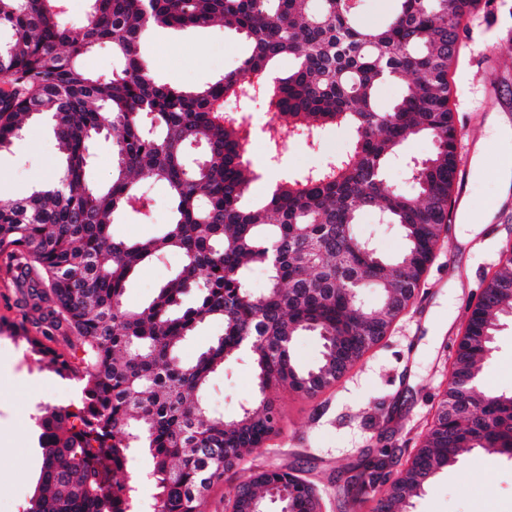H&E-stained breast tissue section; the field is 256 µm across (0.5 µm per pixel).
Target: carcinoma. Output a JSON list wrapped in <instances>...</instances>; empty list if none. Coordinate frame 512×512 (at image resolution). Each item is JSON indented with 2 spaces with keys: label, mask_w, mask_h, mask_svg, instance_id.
<instances>
[{
  "label": "carcinoma",
  "mask_w": 512,
  "mask_h": 512,
  "mask_svg": "<svg viewBox=\"0 0 512 512\" xmlns=\"http://www.w3.org/2000/svg\"><path fill=\"white\" fill-rule=\"evenodd\" d=\"M88 0L82 27L63 21L62 0H0V151L19 136L25 117L48 119L65 156L58 179L15 202L0 203V252L7 254L28 308L26 321L64 335L82 357L72 363L20 324L27 351L71 382L78 398L39 417L42 465L24 512H134L126 481L132 448H146L163 512H202L205 492L277 433L272 391L314 395L338 381L388 333L420 287L443 226L450 221L459 131L449 108L448 67L458 52L461 21L478 0H398L380 26L358 20L357 0ZM216 21L251 44L241 66L190 91L156 79L140 51L155 26L206 27ZM109 43L112 75L90 73L81 58ZM294 68L269 88L274 114L285 119L279 141L317 137L329 125L354 131L351 151L297 177H285L259 207L244 198L253 180L240 124L224 103L250 101L275 59ZM406 82L390 110L378 86ZM113 139L112 182L86 181L90 145ZM435 143L413 164V194L383 181L387 159L409 139ZM204 151L189 162V148ZM165 183L175 218L158 236L130 243L111 232L121 209L148 206L135 181ZM363 211L396 225L405 242L394 259L380 256L354 226ZM169 252L183 262L153 300L124 303L129 277ZM262 265L269 287L255 294L244 273ZM512 258L501 263L485 297L468 316L453 370L479 380L502 318L512 316ZM372 288L379 302L360 301ZM196 303L186 309L182 297ZM211 320L223 333L191 363L180 345ZM322 339L318 364L303 369L293 338ZM247 353L253 394L237 417L207 410L211 375ZM447 388L422 445L391 476L392 454L367 453L349 469L345 490L363 495L389 484L378 512L415 496L462 448L512 458V394L483 392L471 413L448 419ZM275 488L288 512H315L314 485L280 470L253 472L230 486L244 512Z\"/></svg>",
  "instance_id": "obj_1"
}]
</instances>
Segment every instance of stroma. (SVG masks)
<instances>
[{"instance_id":"35a3bbf8","label":"stroma","mask_w":512,"mask_h":512,"mask_svg":"<svg viewBox=\"0 0 512 512\" xmlns=\"http://www.w3.org/2000/svg\"><path fill=\"white\" fill-rule=\"evenodd\" d=\"M463 26L462 44L448 71L449 106L463 144L469 151L480 148L485 154L486 174L469 178L461 202L477 215L494 199L490 174L501 156L499 145L489 141L486 133L489 118L502 106L483 92V55H495L503 89L512 96V0H482ZM142 51L152 60L159 81L192 89L239 67L250 46L220 24L198 30L157 26L144 39ZM261 122V115H254L250 131L257 141L249 158L280 176L323 166L352 146L348 128L331 126L314 142L290 140L272 157L258 141ZM434 149L428 137L408 141L385 167L386 184L413 191L407 163L429 156ZM59 160L50 126L37 119L29 121L10 149L0 153V201L24 198L52 180ZM137 187L150 204L146 215L120 212L112 226L116 235L130 242L160 234L173 216L165 184L145 179ZM466 232L464 225L450 221L412 303L397 316L385 339L338 382L313 396L288 389L275 392L282 411L280 431L246 459L245 470L294 471L315 484L321 512H344L336 494V477L363 450L386 448L402 462L413 456L448 386L467 316L496 271L503 250L512 246V195L492 224L471 238ZM357 233L388 258L398 256L405 246L396 227L372 211L361 213ZM179 263L172 254L143 265L126 285V305L147 304ZM26 313L14 273L0 254V512H23L28 505L41 467L35 419L63 385L50 368L38 367L21 340L13 338L12 326L24 321ZM484 369L491 376V391L512 393L511 322L501 326ZM252 388L250 362L242 354L213 374L207 403L213 412L231 419ZM382 403L390 405L393 422L380 419ZM474 476L490 490V498L464 494L465 480ZM406 512H512V458L482 460L475 451L461 449L456 462L440 470Z\"/></svg>"}]
</instances>
